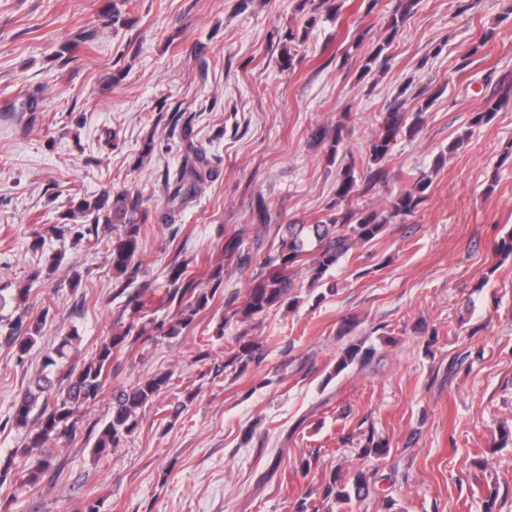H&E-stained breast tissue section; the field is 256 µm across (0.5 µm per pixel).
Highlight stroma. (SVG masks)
<instances>
[{
  "instance_id": "stroma-1",
  "label": "stroma",
  "mask_w": 512,
  "mask_h": 512,
  "mask_svg": "<svg viewBox=\"0 0 512 512\" xmlns=\"http://www.w3.org/2000/svg\"><path fill=\"white\" fill-rule=\"evenodd\" d=\"M338 2L309 17L299 0H0V464L31 460L12 405L62 337L81 338L70 363L89 360L128 325L137 289L164 293L181 261L216 292L171 337L159 325L176 311L154 302L145 338L113 354L57 443V472L1 485L0 512H512V255L494 251L512 229V0H416L393 35L397 0ZM378 49L386 65L364 71ZM489 99L493 119L474 125ZM392 108L421 129L375 165L368 146ZM337 126L331 160L312 137ZM189 149L208 176L168 204ZM350 163L382 172L354 197L378 211L430 175L417 213L324 280L298 271L284 302L231 319L253 271L225 264V239L263 260L281 225L335 212ZM120 192L149 214L129 285L109 263L115 229L77 211ZM36 320L17 357L5 336ZM250 340L262 351L245 363ZM354 345L364 359L337 370ZM164 373L136 430L97 458L114 395ZM372 439L387 452L365 454ZM359 472L368 497L324 498Z\"/></svg>"
}]
</instances>
